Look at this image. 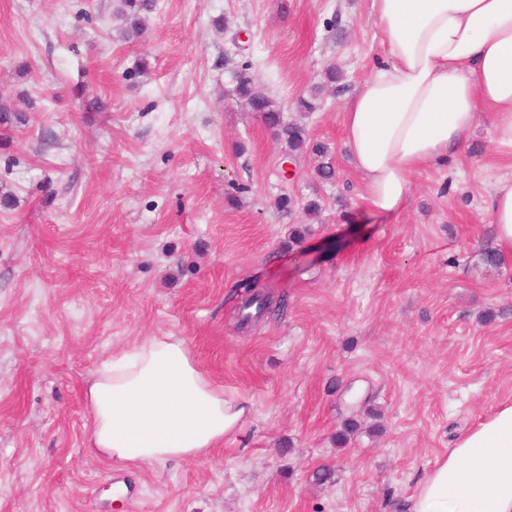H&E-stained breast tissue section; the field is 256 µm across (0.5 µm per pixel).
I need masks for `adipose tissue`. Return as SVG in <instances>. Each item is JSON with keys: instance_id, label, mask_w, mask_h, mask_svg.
<instances>
[{"instance_id": "ef3b65f1", "label": "adipose tissue", "mask_w": 512, "mask_h": 512, "mask_svg": "<svg viewBox=\"0 0 512 512\" xmlns=\"http://www.w3.org/2000/svg\"><path fill=\"white\" fill-rule=\"evenodd\" d=\"M387 52L349 98L344 145L375 211H402L411 176L455 154L482 117L512 151V0H373ZM512 245V181L489 201ZM93 457L203 458L240 428L246 402L215 385L181 338L152 336L96 368L85 393ZM411 512H512V403L464 434L419 483Z\"/></svg>"}]
</instances>
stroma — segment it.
Wrapping results in <instances>:
<instances>
[{
	"label": "stroma",
	"mask_w": 512,
	"mask_h": 512,
	"mask_svg": "<svg viewBox=\"0 0 512 512\" xmlns=\"http://www.w3.org/2000/svg\"><path fill=\"white\" fill-rule=\"evenodd\" d=\"M115 4L0 0V99L32 101L0 126V512H408L512 402V246L488 213L512 154L481 120L413 175L406 209L375 212L343 145L347 99L385 56L371 0H160L135 42ZM233 63L330 147L333 182L311 155L284 179ZM331 67L341 83L297 111ZM247 287L286 296L283 315L241 326ZM163 333L249 403L240 429L204 459L90 457V373ZM323 466L334 483L314 482Z\"/></svg>",
	"instance_id": "1"
}]
</instances>
